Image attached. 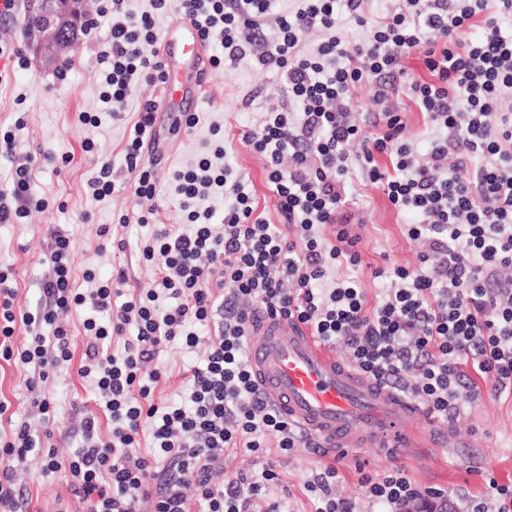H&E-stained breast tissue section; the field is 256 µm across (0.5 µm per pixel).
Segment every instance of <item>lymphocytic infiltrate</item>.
<instances>
[{"mask_svg": "<svg viewBox=\"0 0 512 512\" xmlns=\"http://www.w3.org/2000/svg\"><path fill=\"white\" fill-rule=\"evenodd\" d=\"M128 2L104 0L88 27L110 22L100 98L116 115L130 100L138 102L124 163L135 195L150 199L154 169L143 149L154 135L158 103L138 98L137 89L164 79L158 55L143 52L159 39L157 18L179 14L203 41L222 46L213 66L235 65L246 56L244 31L261 30L271 0H149L150 11L141 14ZM364 2L302 0L296 12L278 17L255 57L300 106L296 112L272 109L259 131L241 136L266 159L279 224L259 213L224 146L176 173L184 228H153L142 250L158 269L159 290L168 292L170 305L158 307L159 290L128 292L121 269L101 282L86 272L93 289L78 292L70 237L62 229L53 232L43 258L52 269L43 284L44 305L16 311V290L0 270V360L31 370L30 388L70 367V330L58 311L91 301L97 316L83 323L91 341L79 373L93 377L112 424L104 440L98 418L86 416L83 443L68 457L58 456L27 424L14 425L10 436L0 437V512H20L14 464L32 452L41 454L44 473H66L80 512H191L195 504L204 512H251L262 497L265 512H283L279 500L266 496L279 473L263 449L272 437L281 452H291L302 435L262 402L251 374L248 321L259 308L303 324L322 343L343 344L358 372L412 397L430 417L448 416L474 398L479 377L490 381L494 394H512V280L499 277L512 267V113L498 109L502 98L512 97V38L499 24L501 15L512 14V0H406V9L371 21ZM344 13L369 26L366 39L338 36ZM314 28L325 38L308 54L301 44ZM413 53L422 57L430 81L399 69V60ZM364 84L375 86L372 104L379 110L367 136L349 119L353 93ZM391 90L410 97L437 129L426 157L413 153L401 115L386 108ZM0 141L12 163L9 186L0 191V223L12 224L45 203L30 193L33 157L17 162L12 132ZM473 157L481 165L474 178L461 180L459 170ZM360 175L396 210L425 217L408 228L410 238L427 243L419 268H393L395 288L374 305L353 279L322 285L329 266L362 263L358 239L348 229L352 217L344 212ZM217 188L231 198L219 229L208 204ZM328 226L335 227L334 238L324 236ZM213 322L218 334L205 365L193 371L191 407L160 411L143 366L170 342L196 347V326ZM46 325L51 334L43 333ZM131 325L135 338L114 350L113 337H123ZM464 360L473 376L461 372ZM150 419L155 452L169 463L160 472L136 453ZM235 451L256 456L259 476L214 483L226 454ZM337 478L330 466L306 482L313 512H357L353 501L336 496ZM361 484L385 512H405L425 495L399 468L363 476Z\"/></svg>", "mask_w": 512, "mask_h": 512, "instance_id": "f902f5d3", "label": "lymphocytic infiltrate"}]
</instances>
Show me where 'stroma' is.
<instances>
[{"instance_id":"stroma-1","label":"stroma","mask_w":512,"mask_h":512,"mask_svg":"<svg viewBox=\"0 0 512 512\" xmlns=\"http://www.w3.org/2000/svg\"><path fill=\"white\" fill-rule=\"evenodd\" d=\"M106 40L107 30L103 27L80 35L71 53L72 65L60 70L44 65L32 52L23 14H16L11 20L0 17V44L22 52L20 60L11 61L8 69L0 73V129L14 131L18 154L35 156L31 192L46 202L44 209L31 211L18 223L0 224V264L15 271V305L21 309L35 310L40 301L42 283L51 274L41 258L51 243V231L59 227L71 235L72 279L77 288H84L86 270H93L97 278L105 280L120 267L125 269L128 284L135 291L155 287L158 272L139 254L138 245L147 230L137 224V214L151 210L156 223H182L183 214L173 196L172 174L194 164L209 144L215 143L210 132L212 124H219L234 135L236 174L263 207L268 221L275 224L280 220L266 184V159L241 140L244 132L260 125L270 106L285 102L274 70L251 60L234 67H206L199 124L193 133L168 135L162 141L161 158L155 167L156 194L150 200L138 199L126 187L130 177L123 152L137 114L129 111L118 118L110 117L100 100L98 55ZM389 106L401 112L405 136L415 151L426 152L434 130L414 102L402 96L392 99ZM82 112L98 113V127L82 124L78 119ZM19 118L24 121L20 127L15 124ZM89 141L95 145L90 154L84 150ZM94 156L111 161L117 185L114 193L100 201L93 200L87 189L92 174L90 159ZM358 192L352 210L359 222L350 231L359 239L362 264L351 271L338 270L337 275L358 280L373 304L389 285L387 279L374 277V268H418L425 242L410 239L406 227L421 223L422 217L397 212L375 185L359 186ZM123 215L128 216V223H120ZM107 223L111 224L114 237L124 240V250L112 249L97 237V225ZM92 314L88 305L59 314L60 321L71 330L73 358L68 372L47 383L46 388L59 404L55 423L50 427L51 442L65 456L80 443L82 414L98 416L101 436H108L110 430L90 379L78 374L87 342L82 323ZM209 344V339L204 338L195 349L174 344L160 353L153 363L161 373L153 385L154 403H186L191 371L201 365ZM27 377L23 368L0 365V395L10 401L14 420L27 422L32 431L39 433L47 427L32 404ZM478 386V400L465 404L451 420H434V428L448 434L441 447L417 449L411 457L398 462L378 456L371 449L334 460L304 446L284 454L275 439H268L270 458L280 462L286 488L282 498L285 512H310L304 484L312 472L328 465L339 471L337 495L354 501L359 512H370L372 507L360 483L362 474H380L395 467L404 469L418 487L444 490L452 500L484 498L488 492L485 475L489 472L499 484L512 485V396H495L490 382L484 380ZM17 480L29 496V512H59L62 505L73 501L65 474H43L39 455H29L19 464Z\"/></svg>"}]
</instances>
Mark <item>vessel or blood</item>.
<instances>
[{
  "label": "vessel or blood",
  "instance_id": "vessel-or-blood-1",
  "mask_svg": "<svg viewBox=\"0 0 512 512\" xmlns=\"http://www.w3.org/2000/svg\"><path fill=\"white\" fill-rule=\"evenodd\" d=\"M165 72L163 112L181 121L200 97L206 47L186 21L171 29L162 45ZM248 360L265 401L283 413L317 446L335 458L358 448H380L396 459L410 456L426 441L415 422L424 408L360 375L339 361L299 324L258 310L249 318Z\"/></svg>",
  "mask_w": 512,
  "mask_h": 512
}]
</instances>
